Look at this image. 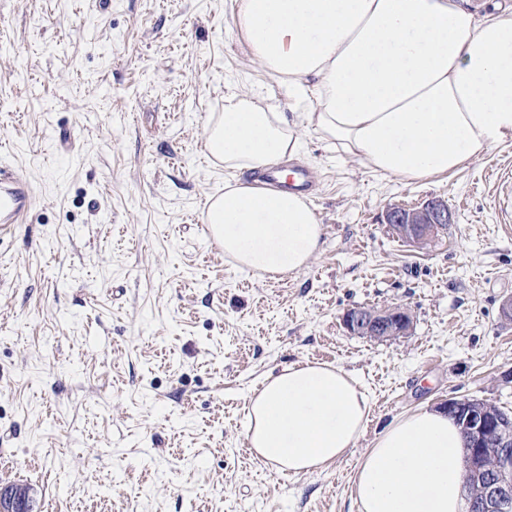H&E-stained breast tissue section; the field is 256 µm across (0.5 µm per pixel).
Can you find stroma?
<instances>
[{
    "label": "stroma",
    "instance_id": "obj_1",
    "mask_svg": "<svg viewBox=\"0 0 512 512\" xmlns=\"http://www.w3.org/2000/svg\"><path fill=\"white\" fill-rule=\"evenodd\" d=\"M236 0H0V160L33 184L0 231V485L34 512H358V458L396 417L452 396L512 414V229L496 174L512 137L443 175H375L301 129L323 226L307 268L239 270L202 213L224 187L204 141L224 99L288 93L233 27ZM70 143H59L60 133ZM444 200L427 249L394 206ZM406 306L409 335L353 336V307ZM366 389L351 453L281 473L248 403L294 363Z\"/></svg>",
    "mask_w": 512,
    "mask_h": 512
}]
</instances>
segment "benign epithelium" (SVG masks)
<instances>
[{
    "label": "benign epithelium",
    "mask_w": 512,
    "mask_h": 512,
    "mask_svg": "<svg viewBox=\"0 0 512 512\" xmlns=\"http://www.w3.org/2000/svg\"><path fill=\"white\" fill-rule=\"evenodd\" d=\"M388 230L418 249L430 246L439 230L450 223L447 204L434 199L418 209L394 207L386 217ZM347 332L378 340L406 336L413 326L407 308H358L343 315ZM443 410L453 416L466 438V477H484L485 512H512V423L474 399L454 396L443 403ZM0 512H30L27 499L8 487L0 488Z\"/></svg>",
    "instance_id": "obj_1"
}]
</instances>
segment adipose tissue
<instances>
[{"label": "adipose tissue", "mask_w": 512, "mask_h": 512, "mask_svg": "<svg viewBox=\"0 0 512 512\" xmlns=\"http://www.w3.org/2000/svg\"><path fill=\"white\" fill-rule=\"evenodd\" d=\"M233 26L289 110L374 173L442 174L512 134V5L479 17L459 0H238ZM206 146L225 169L255 173L302 142L277 106L232 98ZM204 221L236 267L270 274L306 268L323 236L302 193L237 179ZM369 412L341 367L294 364L251 398L247 441L277 470L310 472L347 455ZM463 458L445 412L396 418L357 463L358 512H465Z\"/></svg>", "instance_id": "obj_1"}]
</instances>
